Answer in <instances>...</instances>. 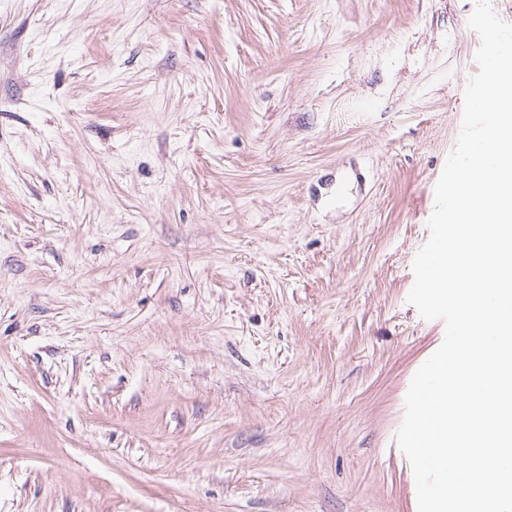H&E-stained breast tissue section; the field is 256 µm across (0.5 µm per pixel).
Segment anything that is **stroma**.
Returning <instances> with one entry per match:
<instances>
[{"label": "stroma", "mask_w": 512, "mask_h": 512, "mask_svg": "<svg viewBox=\"0 0 512 512\" xmlns=\"http://www.w3.org/2000/svg\"><path fill=\"white\" fill-rule=\"evenodd\" d=\"M475 6L0 0V512H418Z\"/></svg>", "instance_id": "35a3bbf8"}]
</instances>
